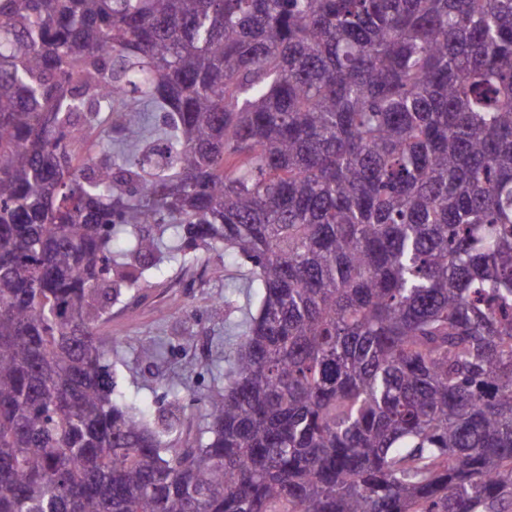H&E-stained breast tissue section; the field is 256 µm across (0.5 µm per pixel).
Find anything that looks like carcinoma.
Returning <instances> with one entry per match:
<instances>
[{"label":"carcinoma","instance_id":"cac0c4a2","mask_svg":"<svg viewBox=\"0 0 512 512\" xmlns=\"http://www.w3.org/2000/svg\"><path fill=\"white\" fill-rule=\"evenodd\" d=\"M202 245L261 295L177 446L101 321ZM507 504L512 0H0V512Z\"/></svg>","mask_w":512,"mask_h":512}]
</instances>
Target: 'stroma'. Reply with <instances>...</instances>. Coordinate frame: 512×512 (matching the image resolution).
<instances>
[{"label": "stroma", "instance_id": "obj_1", "mask_svg": "<svg viewBox=\"0 0 512 512\" xmlns=\"http://www.w3.org/2000/svg\"><path fill=\"white\" fill-rule=\"evenodd\" d=\"M224 284L223 255L203 249L189 266L169 265L149 286L123 295L105 315V329L133 338L112 355L116 393L139 403L151 419L180 417L185 435L195 434L202 420L175 409L169 391L223 388L233 344L227 326L259 303L257 289L228 292ZM220 294L227 302L218 308L214 299ZM141 342L162 345L164 352L154 363L141 362Z\"/></svg>", "mask_w": 512, "mask_h": 512}]
</instances>
